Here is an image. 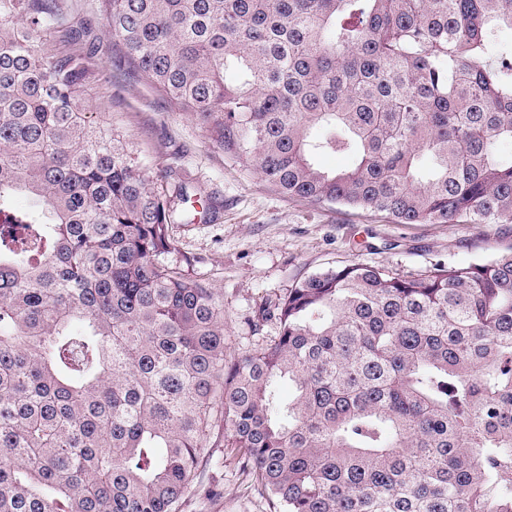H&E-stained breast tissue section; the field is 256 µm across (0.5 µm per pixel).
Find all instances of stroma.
I'll return each instance as SVG.
<instances>
[{
  "label": "stroma",
  "instance_id": "stroma-1",
  "mask_svg": "<svg viewBox=\"0 0 512 512\" xmlns=\"http://www.w3.org/2000/svg\"><path fill=\"white\" fill-rule=\"evenodd\" d=\"M90 34L73 45L49 38L48 56L86 54L92 75L81 90L95 120L129 136L148 174L166 169L185 181L191 200L211 199L210 214L176 203L177 250L195 272L224 290V346L236 357L276 335L260 304L274 305L313 274L354 263L416 273L432 263L489 260L512 251V224H396L382 214L282 196L259 175L242 170L215 147L189 116L172 111L145 74L127 77L104 34L100 0H64ZM180 512H273L250 471L226 448L209 451Z\"/></svg>",
  "mask_w": 512,
  "mask_h": 512
}]
</instances>
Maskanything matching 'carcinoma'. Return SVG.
Here are the masks:
<instances>
[{
	"label": "carcinoma",
	"instance_id": "1",
	"mask_svg": "<svg viewBox=\"0 0 512 512\" xmlns=\"http://www.w3.org/2000/svg\"><path fill=\"white\" fill-rule=\"evenodd\" d=\"M56 2L0 0V512H179L220 442L275 512H512V252L312 275L227 358L224 289L165 261L189 196L88 119L84 55L44 54L85 30ZM100 2L124 63L279 193L512 224V0Z\"/></svg>",
	"mask_w": 512,
	"mask_h": 512
}]
</instances>
